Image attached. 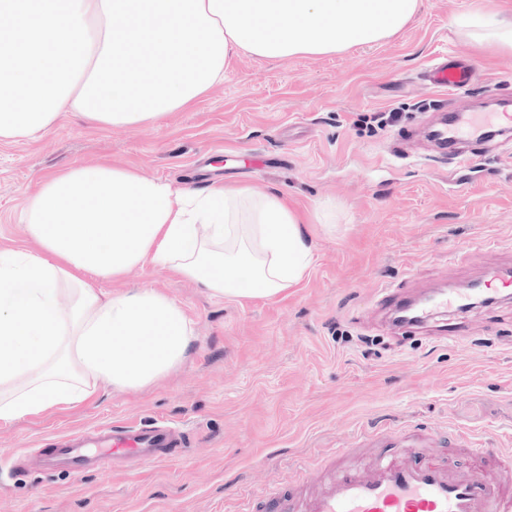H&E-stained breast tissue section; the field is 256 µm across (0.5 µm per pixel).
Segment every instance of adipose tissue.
I'll return each mask as SVG.
<instances>
[{"label": "adipose tissue", "mask_w": 512, "mask_h": 512, "mask_svg": "<svg viewBox=\"0 0 512 512\" xmlns=\"http://www.w3.org/2000/svg\"><path fill=\"white\" fill-rule=\"evenodd\" d=\"M420 0H0V143L34 140L65 114L102 128L154 125L224 79L238 52L281 60L374 45ZM512 49V19L456 15ZM75 38L64 53L59 34ZM39 97L27 112L23 100ZM22 222L32 248L0 250V422L143 389L190 356L182 307L147 287L103 291L154 263L218 299L267 298L313 261L283 194L178 187L102 158L45 175Z\"/></svg>", "instance_id": "ef3b65f1"}]
</instances>
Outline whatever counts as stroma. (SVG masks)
<instances>
[{"instance_id": "obj_1", "label": "stroma", "mask_w": 512, "mask_h": 512, "mask_svg": "<svg viewBox=\"0 0 512 512\" xmlns=\"http://www.w3.org/2000/svg\"><path fill=\"white\" fill-rule=\"evenodd\" d=\"M475 9L512 17V0H421L379 44L239 54L223 82L159 124L100 129L66 116L37 140L0 144L2 250L25 245L19 216L39 175L101 157L199 188L281 191L314 243L307 278L271 298L215 299L150 264L128 273L119 285L156 289L195 322L190 359L143 390L0 424V512H237L258 487L313 484L333 451L362 447L372 427L440 438L453 465L469 458L460 432L512 455V301L475 309L470 341L457 345L393 336L374 308L382 285L461 287L512 261V143L461 190L454 164L389 153L399 130L447 107L421 78L442 55L477 68L462 100L512 95V53L450 24ZM376 112L396 120L374 128ZM157 419L188 432L186 457L107 475L32 459L65 432Z\"/></svg>"}]
</instances>
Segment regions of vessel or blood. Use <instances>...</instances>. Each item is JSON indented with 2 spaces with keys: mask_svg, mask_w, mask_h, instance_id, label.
Returning <instances> with one entry per match:
<instances>
[{
  "mask_svg": "<svg viewBox=\"0 0 512 512\" xmlns=\"http://www.w3.org/2000/svg\"><path fill=\"white\" fill-rule=\"evenodd\" d=\"M474 67L458 57L437 59L425 72L427 85L439 92L461 91L473 77ZM512 103L482 112L456 110L447 120L432 125L429 138L446 148L449 159L465 168L478 167L492 136L512 138V127L502 115ZM512 289V273L490 271L483 292L497 299ZM470 288H438L419 298L401 296L389 286L379 288L378 303L386 310L393 329L402 335L435 330L439 339L461 343L469 339L466 319L474 303ZM371 440L387 450L367 466L331 465L325 477L309 489L287 495L278 487H262L249 494L241 512H256L258 505L275 512H512V464L492 472V453L486 448L470 452L468 467L450 470L438 454L421 453L420 437L372 431ZM186 437L165 422L149 425L109 426L98 437L75 431L59 435L46 456L49 468L110 470L111 460L132 458L144 465L177 457Z\"/></svg>",
  "mask_w": 512,
  "mask_h": 512,
  "instance_id": "1",
  "label": "vessel or blood"
}]
</instances>
